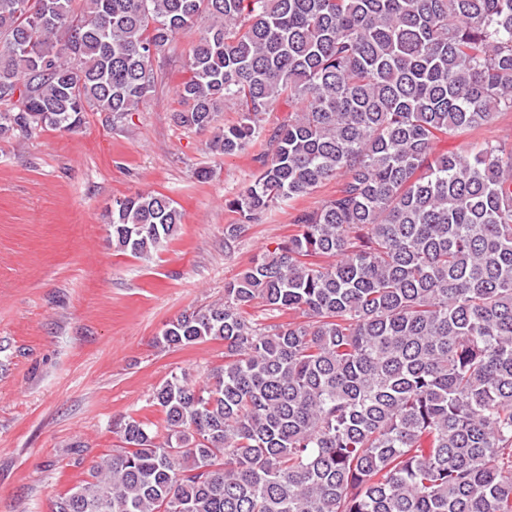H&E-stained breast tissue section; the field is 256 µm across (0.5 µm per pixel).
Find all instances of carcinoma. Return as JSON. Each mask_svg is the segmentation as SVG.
<instances>
[{
    "label": "carcinoma",
    "mask_w": 512,
    "mask_h": 512,
    "mask_svg": "<svg viewBox=\"0 0 512 512\" xmlns=\"http://www.w3.org/2000/svg\"><path fill=\"white\" fill-rule=\"evenodd\" d=\"M199 23L178 126L233 156L293 106L224 248L336 193L166 324L163 345L224 341V366L157 388L163 424L119 423L51 512H512V140L436 151L512 112V0H0V138L127 121ZM182 220L147 192L109 224L147 256Z\"/></svg>",
    "instance_id": "carcinoma-1"
}]
</instances>
